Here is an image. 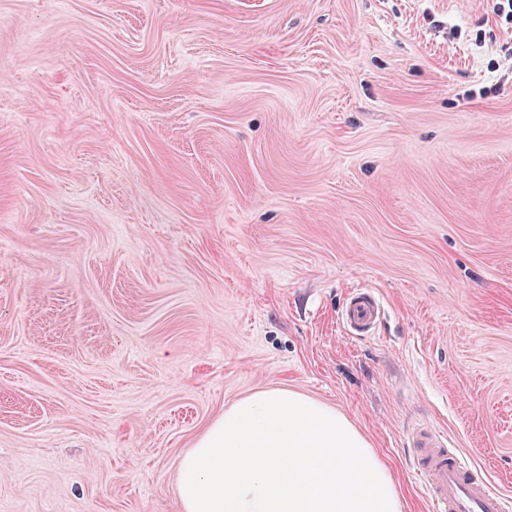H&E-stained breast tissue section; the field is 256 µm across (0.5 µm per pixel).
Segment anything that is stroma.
<instances>
[{"label": "stroma", "instance_id": "stroma-1", "mask_svg": "<svg viewBox=\"0 0 512 512\" xmlns=\"http://www.w3.org/2000/svg\"><path fill=\"white\" fill-rule=\"evenodd\" d=\"M282 388L368 438L400 512H429L416 424L512 497V28L0 0V512H181L184 453ZM340 319L352 336H372L384 314L377 296L368 290L353 289L347 295Z\"/></svg>", "mask_w": 512, "mask_h": 512}]
</instances>
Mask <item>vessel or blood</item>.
<instances>
[{
    "instance_id": "vessel-or-blood-1",
    "label": "vessel or blood",
    "mask_w": 512,
    "mask_h": 512,
    "mask_svg": "<svg viewBox=\"0 0 512 512\" xmlns=\"http://www.w3.org/2000/svg\"><path fill=\"white\" fill-rule=\"evenodd\" d=\"M384 310L368 290L348 293L340 319L350 335H374ZM413 462L433 512H512V498L475 475L460 453L430 426L413 429Z\"/></svg>"
}]
</instances>
